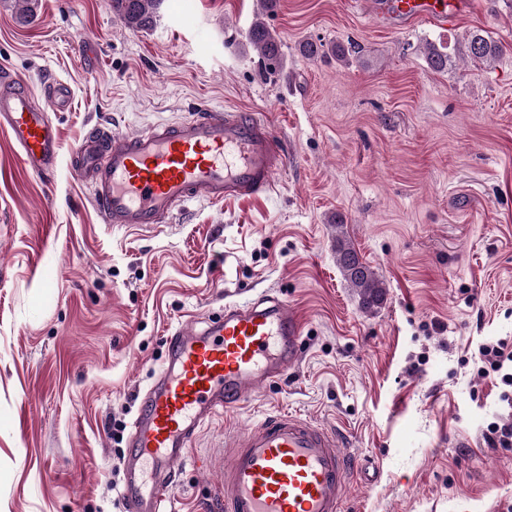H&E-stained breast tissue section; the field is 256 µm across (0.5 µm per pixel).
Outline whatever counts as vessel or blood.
Wrapping results in <instances>:
<instances>
[{"mask_svg":"<svg viewBox=\"0 0 512 512\" xmlns=\"http://www.w3.org/2000/svg\"><path fill=\"white\" fill-rule=\"evenodd\" d=\"M374 18L448 27L470 0H365ZM47 108L25 82L0 77V130L24 165L50 177L59 160L52 111L72 105L69 86L44 81ZM288 162V150L262 113L207 105L189 119L129 136L89 133L76 151L75 178L85 184L108 224L162 228L175 210L194 202L263 196ZM167 356L142 393L128 437L125 512H168L172 485L200 429L244 396L284 377L302 357L298 315L266 296L225 305L216 317L178 325ZM224 466V512H343L356 457L337 430L291 413L267 415L243 436Z\"/></svg>","mask_w":512,"mask_h":512,"instance_id":"obj_1","label":"vessel or blood"}]
</instances>
